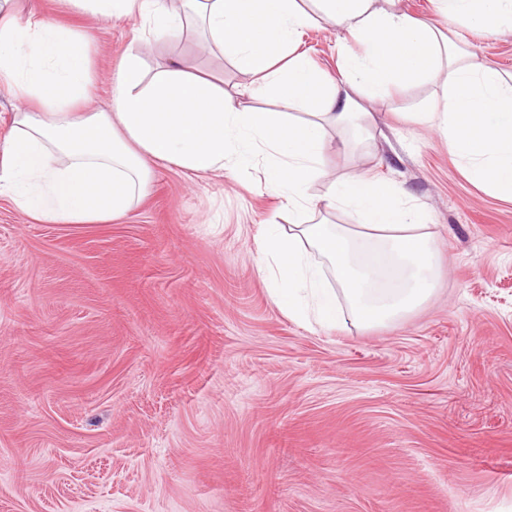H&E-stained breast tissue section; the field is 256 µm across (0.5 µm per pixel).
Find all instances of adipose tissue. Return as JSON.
Segmentation results:
<instances>
[{
    "label": "adipose tissue",
    "instance_id": "ef3b65f1",
    "mask_svg": "<svg viewBox=\"0 0 512 512\" xmlns=\"http://www.w3.org/2000/svg\"><path fill=\"white\" fill-rule=\"evenodd\" d=\"M109 21L139 16L154 42L200 31V50L250 76L252 97L280 112H249L209 77L171 56L151 76L130 48L111 80L110 111L90 112V42L56 21L0 0V82L23 100L0 141V196L46 223H109L137 208L153 167L193 174L266 162L271 187L299 224L269 225L260 274H273L275 304L324 330L371 327L422 304L438 266L427 214L403 184L330 178V129L378 124L374 105L399 87L440 82L423 124L442 130L471 181L512 199V74L482 63L397 0H65ZM448 21L494 34L512 29V0H437ZM342 38L337 75L296 51L319 22ZM303 119H295L294 111ZM319 194H310L312 185ZM358 220L332 223L342 208Z\"/></svg>",
    "mask_w": 512,
    "mask_h": 512
}]
</instances>
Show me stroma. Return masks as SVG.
Listing matches in <instances>:
<instances>
[{"mask_svg":"<svg viewBox=\"0 0 512 512\" xmlns=\"http://www.w3.org/2000/svg\"><path fill=\"white\" fill-rule=\"evenodd\" d=\"M31 4L90 39L89 108L107 109L140 18ZM399 7L512 73V31ZM298 50L336 73L329 25ZM438 93H394L374 138L337 130L349 149L327 159L404 184L432 222L434 294L373 327L327 332L273 302L257 241L288 212L264 165L157 166L106 224L0 197V512H512V201L418 124Z\"/></svg>","mask_w":512,"mask_h":512,"instance_id":"obj_1","label":"stroma"}]
</instances>
